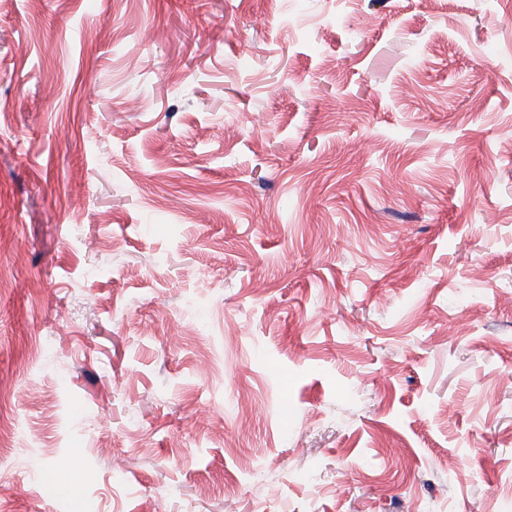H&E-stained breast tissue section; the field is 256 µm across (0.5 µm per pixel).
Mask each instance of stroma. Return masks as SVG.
Segmentation results:
<instances>
[{
	"mask_svg": "<svg viewBox=\"0 0 512 512\" xmlns=\"http://www.w3.org/2000/svg\"><path fill=\"white\" fill-rule=\"evenodd\" d=\"M1 112L0 512H512V0H0Z\"/></svg>",
	"mask_w": 512,
	"mask_h": 512,
	"instance_id": "obj_1",
	"label": "stroma"
}]
</instances>
